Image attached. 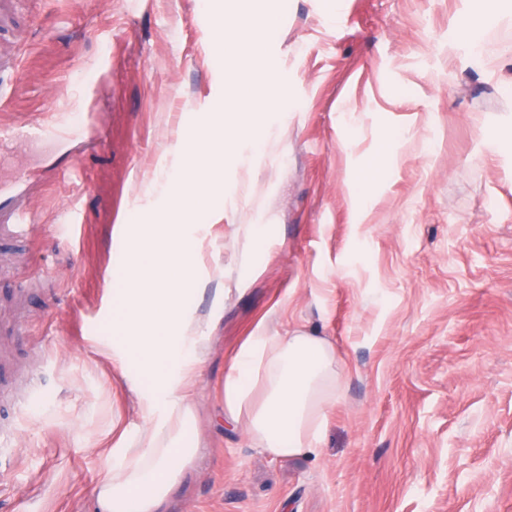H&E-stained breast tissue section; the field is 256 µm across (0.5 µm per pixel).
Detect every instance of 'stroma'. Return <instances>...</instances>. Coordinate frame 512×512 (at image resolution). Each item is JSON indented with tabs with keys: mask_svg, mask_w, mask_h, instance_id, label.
Listing matches in <instances>:
<instances>
[{
	"mask_svg": "<svg viewBox=\"0 0 512 512\" xmlns=\"http://www.w3.org/2000/svg\"><path fill=\"white\" fill-rule=\"evenodd\" d=\"M215 2L28 0L0 17V54L23 55L0 125L103 115L82 183L0 140V185L39 183L31 238L0 241V512H97L113 448L143 424L112 360L116 226L163 207L195 118L229 99ZM479 5L252 16L288 98L261 147L227 130L235 158L189 227L197 274L224 268V316L193 393L202 453L161 512H512V20L461 39ZM248 224L271 227L254 252ZM262 323L316 331L346 368L316 457L273 458L224 425V366Z\"/></svg>",
	"mask_w": 512,
	"mask_h": 512,
	"instance_id": "35a3bbf8",
	"label": "stroma"
}]
</instances>
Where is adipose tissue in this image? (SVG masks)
Listing matches in <instances>:
<instances>
[{
	"label": "adipose tissue",
	"mask_w": 512,
	"mask_h": 512,
	"mask_svg": "<svg viewBox=\"0 0 512 512\" xmlns=\"http://www.w3.org/2000/svg\"><path fill=\"white\" fill-rule=\"evenodd\" d=\"M287 97L284 85L268 83L251 88L234 111L215 110L208 121L214 135L184 140L163 210L118 228L128 286L116 326L121 352L114 360L122 372L136 362L146 383L143 427L95 489L100 512H158L199 454L190 397L224 310V268L213 271L209 308L198 310L195 300L205 290L186 226L196 218L193 202L212 190L216 161L228 154L218 127L252 131ZM344 373L326 337L258 326L224 369V421L272 457L315 455Z\"/></svg>",
	"instance_id": "obj_1"
}]
</instances>
